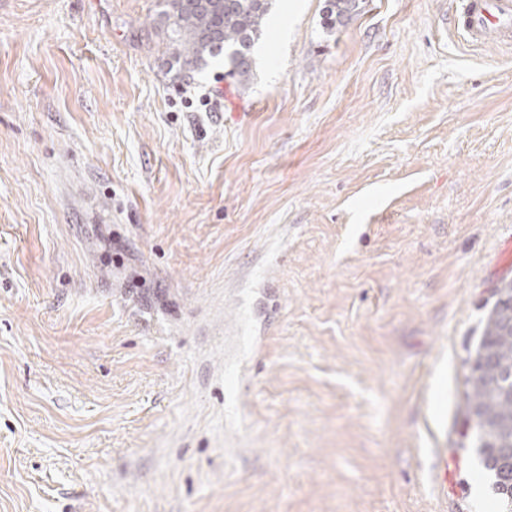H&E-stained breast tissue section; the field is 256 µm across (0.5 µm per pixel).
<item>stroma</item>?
<instances>
[{
	"label": "stroma",
	"mask_w": 512,
	"mask_h": 512,
	"mask_svg": "<svg viewBox=\"0 0 512 512\" xmlns=\"http://www.w3.org/2000/svg\"><path fill=\"white\" fill-rule=\"evenodd\" d=\"M324 6L274 0L242 92L159 0H0V512H495L512 44ZM361 0H326L323 16L322 28L326 33H332L339 26H344L358 14ZM510 328V331H509ZM466 393L467 414L478 421L481 466L490 479L496 512H512V304L496 302L483 328Z\"/></svg>",
	"instance_id": "1"
}]
</instances>
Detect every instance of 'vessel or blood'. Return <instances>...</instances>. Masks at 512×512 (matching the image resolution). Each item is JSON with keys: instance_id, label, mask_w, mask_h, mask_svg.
Here are the masks:
<instances>
[{"instance_id": "1", "label": "vessel or blood", "mask_w": 512, "mask_h": 512, "mask_svg": "<svg viewBox=\"0 0 512 512\" xmlns=\"http://www.w3.org/2000/svg\"><path fill=\"white\" fill-rule=\"evenodd\" d=\"M456 33L467 42L512 40V0H462Z\"/></svg>"}]
</instances>
